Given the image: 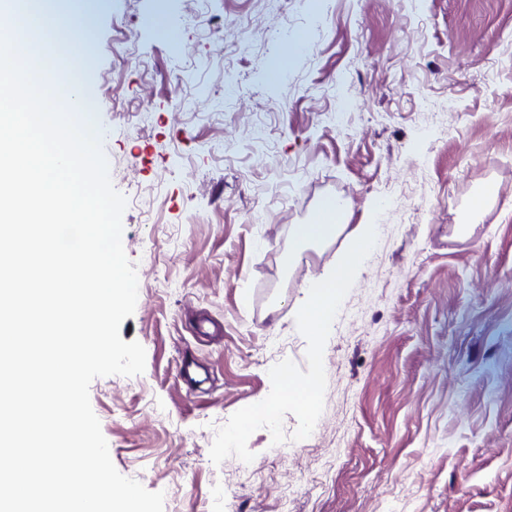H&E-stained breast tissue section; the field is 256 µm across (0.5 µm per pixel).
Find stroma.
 Instances as JSON below:
<instances>
[{
    "label": "stroma",
    "instance_id": "35a3bbf8",
    "mask_svg": "<svg viewBox=\"0 0 512 512\" xmlns=\"http://www.w3.org/2000/svg\"><path fill=\"white\" fill-rule=\"evenodd\" d=\"M76 2L81 74L57 32L39 47L94 101L127 198L120 336L146 367L89 390L116 469L163 512H512V0ZM220 17L246 47L216 51ZM331 196L376 243L324 348L323 413L213 464L269 369L307 366L296 314L346 243L293 259L291 227ZM186 357L207 372L192 392Z\"/></svg>",
    "mask_w": 512,
    "mask_h": 512
}]
</instances>
